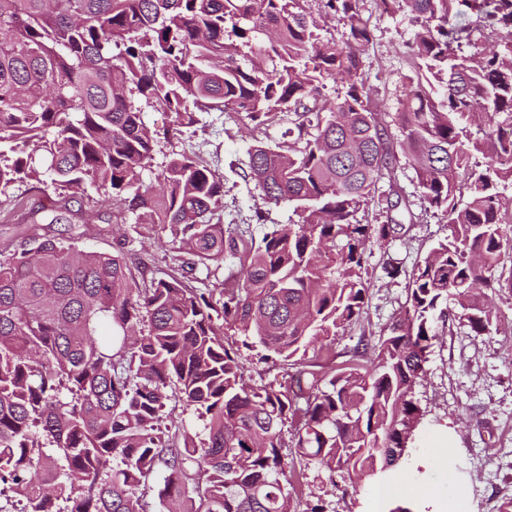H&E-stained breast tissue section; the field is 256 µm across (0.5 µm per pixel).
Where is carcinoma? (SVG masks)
Wrapping results in <instances>:
<instances>
[{"label": "carcinoma", "mask_w": 512, "mask_h": 512, "mask_svg": "<svg viewBox=\"0 0 512 512\" xmlns=\"http://www.w3.org/2000/svg\"><path fill=\"white\" fill-rule=\"evenodd\" d=\"M306 2L0 0V195L42 182L31 146L55 190L36 208L17 201L20 242L0 250V496L16 512H142L157 468L163 512H288L297 460L356 491L408 460L437 323L498 325L489 294L512 290V41L488 49L457 19L511 30L512 0H382L417 26L397 141L360 76L363 0H321L344 21L339 40L319 37ZM330 79L336 102L309 109ZM145 106L184 127L199 112L295 115L288 148L258 141L247 154L264 203L298 220L258 242L225 234L212 223L222 176L185 152L145 183L158 143ZM401 154L448 236L377 342L336 352L367 299L366 245L405 230L358 219ZM89 187L99 206L169 231L182 271L242 255L240 271L216 291L176 276L140 287L124 250L79 249L53 228ZM258 346L296 367L287 383H246L240 348ZM169 387L207 418L200 444L162 431Z\"/></svg>", "instance_id": "obj_1"}]
</instances>
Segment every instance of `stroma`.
<instances>
[{"label":"stroma","instance_id":"obj_1","mask_svg":"<svg viewBox=\"0 0 512 512\" xmlns=\"http://www.w3.org/2000/svg\"><path fill=\"white\" fill-rule=\"evenodd\" d=\"M361 16L373 32L361 55V75L375 102L382 104L385 122L396 137L397 100L410 72L416 28L405 14L383 12L379 0H363ZM145 120L162 133L145 181L156 179L171 152H193L224 178V207L214 221L225 231L258 239L271 225L292 218L290 205H265L246 175L247 150L255 141L284 147L292 143L287 120L258 127L241 113L208 112L199 114L194 126L181 127L174 114L153 110L146 112ZM393 189L410 208L414 222L401 237L368 245L365 310L358 323L337 337V349L349 351L359 341L378 338L403 306L413 270L448 234L446 218L424 211L415 171L405 159L395 183H379L375 202L359 215L362 223L385 222L384 200ZM105 217L104 209L74 200L62 212L61 222L79 226V248L111 253L124 244L137 281L179 273L178 249L169 233H157L130 216L111 224ZM392 265L400 270L394 278L385 272ZM493 303L501 320L499 330L478 336L456 321L439 328L427 373L414 393L423 416L409 444L411 463L393 470L388 481L392 501L410 512H498L512 498V291L497 293ZM446 447L454 450L449 467L435 459L438 449ZM305 471L309 484L294 500L296 512H305L308 503L317 500L327 512H378L380 498L374 488L345 494L316 464H307Z\"/></svg>","mask_w":512,"mask_h":512}]
</instances>
